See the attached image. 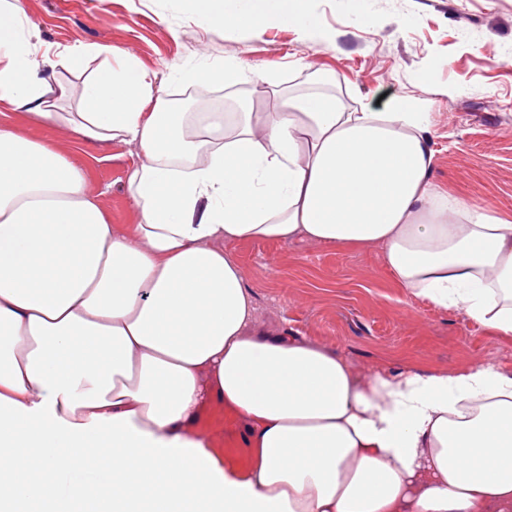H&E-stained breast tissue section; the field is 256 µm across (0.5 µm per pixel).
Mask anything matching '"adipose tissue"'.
Masks as SVG:
<instances>
[{
  "label": "adipose tissue",
  "mask_w": 512,
  "mask_h": 512,
  "mask_svg": "<svg viewBox=\"0 0 512 512\" xmlns=\"http://www.w3.org/2000/svg\"><path fill=\"white\" fill-rule=\"evenodd\" d=\"M201 21L309 34V0H186ZM19 5L0 9V103L90 142L136 145L140 219L116 234L81 167L0 128V512H512V373L363 376L257 331L222 241L303 237L381 252L410 294L512 334V223L432 180L427 101L348 112L324 93L274 112L169 111L163 74L101 60L75 112ZM228 88L236 59L189 68ZM224 403L252 467L193 434ZM200 460L198 468L188 459ZM105 469L87 483L80 470Z\"/></svg>",
  "instance_id": "adipose-tissue-1"
}]
</instances>
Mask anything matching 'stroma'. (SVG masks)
<instances>
[{"mask_svg": "<svg viewBox=\"0 0 512 512\" xmlns=\"http://www.w3.org/2000/svg\"><path fill=\"white\" fill-rule=\"evenodd\" d=\"M46 49L85 45L127 53L143 68L176 70L237 59L260 73L234 91L205 81L164 84L194 112L276 107L273 87L335 95L348 110L428 101L432 177L449 195L512 222V0H311L330 38L270 24L261 32L198 21L185 0H20ZM0 127L51 145L83 168L114 232L138 212L126 190L135 146L88 143L0 106ZM224 249L244 274L263 331L317 343L360 374L451 371L474 362L512 372V336L410 295L379 252L306 239H243Z\"/></svg>", "mask_w": 512, "mask_h": 512, "instance_id": "obj_1", "label": "stroma"}]
</instances>
